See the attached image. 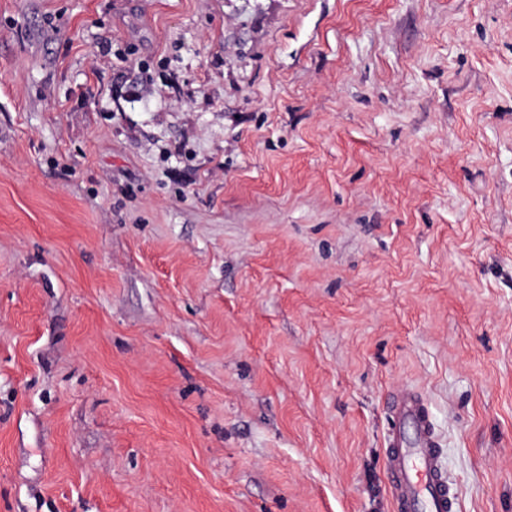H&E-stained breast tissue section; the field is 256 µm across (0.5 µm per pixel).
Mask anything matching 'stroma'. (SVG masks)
Wrapping results in <instances>:
<instances>
[{"label":"stroma","instance_id":"obj_1","mask_svg":"<svg viewBox=\"0 0 512 512\" xmlns=\"http://www.w3.org/2000/svg\"><path fill=\"white\" fill-rule=\"evenodd\" d=\"M402 386L512 512V0H0V512H392Z\"/></svg>","mask_w":512,"mask_h":512}]
</instances>
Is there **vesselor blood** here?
Listing matches in <instances>:
<instances>
[{
    "instance_id": "b4317fda",
    "label": "vessel or blood",
    "mask_w": 512,
    "mask_h": 512,
    "mask_svg": "<svg viewBox=\"0 0 512 512\" xmlns=\"http://www.w3.org/2000/svg\"><path fill=\"white\" fill-rule=\"evenodd\" d=\"M383 467L394 512H454L431 414L414 389L392 396Z\"/></svg>"
}]
</instances>
